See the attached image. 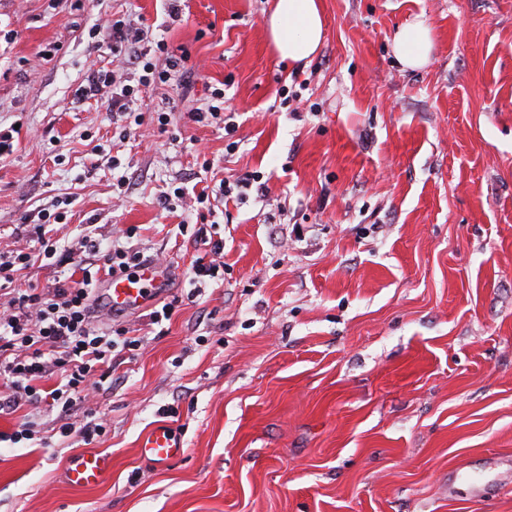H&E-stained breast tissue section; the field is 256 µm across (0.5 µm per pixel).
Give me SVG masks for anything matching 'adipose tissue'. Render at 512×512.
Wrapping results in <instances>:
<instances>
[{
    "label": "adipose tissue",
    "mask_w": 512,
    "mask_h": 512,
    "mask_svg": "<svg viewBox=\"0 0 512 512\" xmlns=\"http://www.w3.org/2000/svg\"><path fill=\"white\" fill-rule=\"evenodd\" d=\"M320 0H274L266 18V31L274 49L293 62L310 60L318 51L324 34ZM433 46L432 31L417 19L399 29L392 40V52L407 68L424 66Z\"/></svg>",
    "instance_id": "adipose-tissue-1"
}]
</instances>
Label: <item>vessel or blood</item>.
<instances>
[{
  "instance_id": "vessel-or-blood-1",
  "label": "vessel or blood",
  "mask_w": 512,
  "mask_h": 512,
  "mask_svg": "<svg viewBox=\"0 0 512 512\" xmlns=\"http://www.w3.org/2000/svg\"><path fill=\"white\" fill-rule=\"evenodd\" d=\"M168 273L167 267L148 264L130 273L116 272L104 276L94 286L96 315L140 309L148 294L165 280ZM140 448L144 458L156 463L168 462L184 452L181 438L165 424L154 426L142 439ZM111 469L109 455L88 453L69 465L66 477L71 485L93 487L100 484Z\"/></svg>"
}]
</instances>
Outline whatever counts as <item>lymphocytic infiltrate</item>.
<instances>
[{
	"label": "lymphocytic infiltrate",
	"mask_w": 512,
	"mask_h": 512,
	"mask_svg": "<svg viewBox=\"0 0 512 512\" xmlns=\"http://www.w3.org/2000/svg\"><path fill=\"white\" fill-rule=\"evenodd\" d=\"M93 35L99 42L112 45V57L118 68L90 69L80 95L106 103L113 118H130L133 90L124 83L121 64H139L141 85L155 83L189 88L198 74L189 66L187 53L170 50L165 39L148 40L143 28L131 21L116 19L95 25ZM163 56L164 66H156L151 54ZM63 214H43L33 225L30 236L40 244L39 252L26 248L0 251V377L7 381L8 391L0 395V412L12 413L23 406L50 399L61 413H69L84 402L95 385L98 367L108 364L117 346H140L136 337L116 341L111 329H98L92 324L90 312L93 284L99 271L126 272L139 267L144 254L131 244L135 227H128L113 237L109 247L89 236L61 239ZM180 232L189 233L193 242L205 246L203 256L192 264L190 283L200 289L220 280L224 274V241L215 238L206 227L188 228L180 224ZM47 264L74 267L82 273L81 280L63 279L49 286L28 283L17 287L22 271L32 265L34 257ZM58 378L57 387L41 391L42 381Z\"/></svg>",
	"instance_id": "f902f5d3"
}]
</instances>
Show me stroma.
<instances>
[{
    "label": "stroma",
    "instance_id": "stroma-1",
    "mask_svg": "<svg viewBox=\"0 0 512 512\" xmlns=\"http://www.w3.org/2000/svg\"><path fill=\"white\" fill-rule=\"evenodd\" d=\"M270 6L187 0L174 23L164 0H0V251L62 205L69 237L135 226L180 299L161 330L112 318L142 344L113 353L91 443L79 412L66 437L46 403L0 413L43 435L0 443V512H512V0H322L301 65L270 47ZM122 17L189 53L179 110L223 88L233 138L157 133L164 85L130 132L79 99L112 66L92 26ZM417 18L433 47L407 69L391 42ZM246 171L266 192L216 197L224 278L187 300L197 250L160 194ZM160 423L186 449L155 464L139 442ZM91 452L110 475L69 485ZM109 455L94 452L77 457L67 468V481L77 487H93L100 484L111 472Z\"/></svg>",
    "mask_w": 512,
    "mask_h": 512
}]
</instances>
